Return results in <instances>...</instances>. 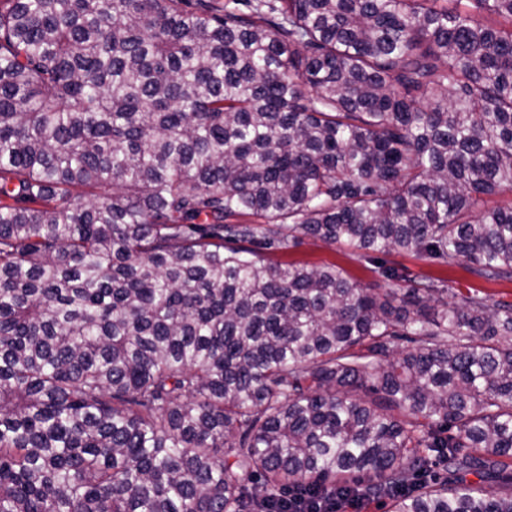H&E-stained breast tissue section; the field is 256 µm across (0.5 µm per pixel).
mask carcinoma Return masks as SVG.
Instances as JSON below:
<instances>
[{"label": "carcinoma", "mask_w": 512, "mask_h": 512, "mask_svg": "<svg viewBox=\"0 0 512 512\" xmlns=\"http://www.w3.org/2000/svg\"><path fill=\"white\" fill-rule=\"evenodd\" d=\"M507 191L512 0H0V512H512V303L265 259Z\"/></svg>", "instance_id": "1"}]
</instances>
